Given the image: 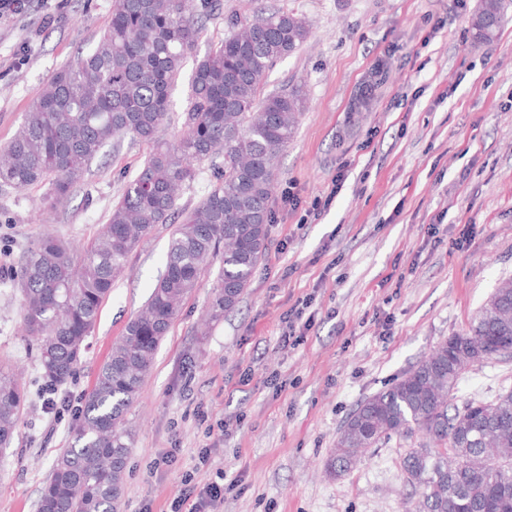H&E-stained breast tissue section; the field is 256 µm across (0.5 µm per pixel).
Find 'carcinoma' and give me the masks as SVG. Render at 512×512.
Wrapping results in <instances>:
<instances>
[{
  "mask_svg": "<svg viewBox=\"0 0 512 512\" xmlns=\"http://www.w3.org/2000/svg\"><path fill=\"white\" fill-rule=\"evenodd\" d=\"M209 8L208 0H112L110 20L92 51L56 70L0 149V185L47 183L54 205L83 182L107 143L152 145L108 224L81 255L44 233L19 268L23 329L37 342L41 368L55 385L75 375L129 255L156 225L173 223L179 191L195 178V163L218 156L224 161L209 194L183 213L165 274L99 368L82 419L42 488L38 512H116L133 444L125 417L182 301L219 255L209 316L220 319L237 305L268 249L274 164L294 135L305 99L297 88L263 96L262 81L277 59L306 41L309 29L288 12L231 22L224 40L195 67L181 134L161 142L170 90ZM506 9L505 0H481L473 37L491 39ZM481 348L489 359L512 358V279L499 283L466 331L438 343L358 406L326 472L339 477L361 449L419 431L437 447L412 448L400 461L406 482L420 491L413 512H512V390L492 401L454 403ZM24 404L22 384L1 364V448L9 447Z\"/></svg>",
  "mask_w": 512,
  "mask_h": 512,
  "instance_id": "obj_1",
  "label": "carcinoma"
}]
</instances>
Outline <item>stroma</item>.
<instances>
[{
	"label": "stroma",
	"instance_id": "1",
	"mask_svg": "<svg viewBox=\"0 0 512 512\" xmlns=\"http://www.w3.org/2000/svg\"><path fill=\"white\" fill-rule=\"evenodd\" d=\"M170 92L162 139L182 130L198 58L231 19L258 11L305 17L310 37L278 60L264 93L299 88L297 132L276 160L269 241L231 312L205 324L209 270L161 342L126 416L133 434L119 512H168L186 472L198 484L239 479L219 512H411L419 495L399 461L420 433L367 449L340 478L325 463L357 406L437 343L467 330L498 284L512 278V8L494 37L475 40L480 0H219ZM112 0H29L0 22V147L53 73L93 48ZM149 145L107 144L83 182L48 205L46 184L0 186V361L15 367L26 403L0 462V512H37L40 491L113 342L165 270L172 225H157L130 255L102 304L73 379L43 378L22 333L13 278L45 229L81 253L106 224ZM300 209L283 205L287 193ZM328 198L318 219L313 199ZM471 233L455 247L463 227ZM311 296L299 346L281 319ZM512 388V360L490 359L458 384V398ZM232 421L222 431L224 421ZM176 460L155 466L160 449ZM214 465L195 469L199 449Z\"/></svg>",
	"mask_w": 512,
	"mask_h": 512
}]
</instances>
